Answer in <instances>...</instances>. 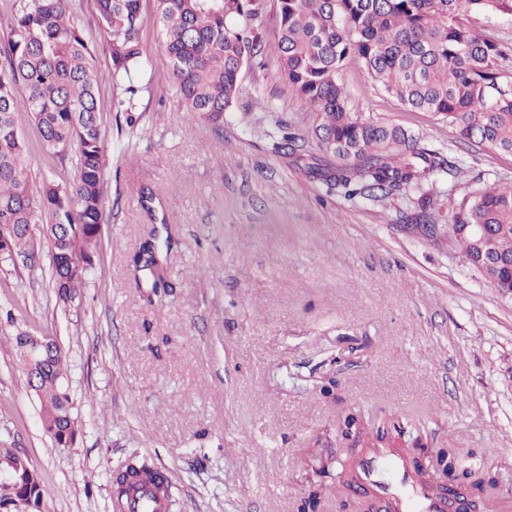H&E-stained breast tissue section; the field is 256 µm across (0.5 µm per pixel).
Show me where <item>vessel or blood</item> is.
Instances as JSON below:
<instances>
[{
    "mask_svg": "<svg viewBox=\"0 0 512 512\" xmlns=\"http://www.w3.org/2000/svg\"><path fill=\"white\" fill-rule=\"evenodd\" d=\"M363 454L353 462L357 485L367 487L384 512H448V499L425 484L402 449L366 436Z\"/></svg>",
    "mask_w": 512,
    "mask_h": 512,
    "instance_id": "1",
    "label": "vessel or blood"
}]
</instances>
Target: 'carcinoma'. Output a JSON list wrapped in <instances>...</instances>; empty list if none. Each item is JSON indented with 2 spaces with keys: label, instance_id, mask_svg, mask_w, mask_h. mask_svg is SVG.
Returning <instances> with one entry per match:
<instances>
[{
  "label": "carcinoma",
  "instance_id": "1",
  "mask_svg": "<svg viewBox=\"0 0 512 512\" xmlns=\"http://www.w3.org/2000/svg\"><path fill=\"white\" fill-rule=\"evenodd\" d=\"M74 0H14L9 30L0 37V260H39L36 232L51 252L56 302L71 304L85 281L101 236L103 149L97 117V71L93 55L72 21ZM152 16L143 0H93L102 46L113 78L133 88L144 66L141 31L159 29L176 92L186 111L219 128L240 93L244 69L253 64L267 0H154ZM274 54L278 75L315 112L308 137L282 136L296 150L311 139L334 159L311 167L346 200H379L421 187L427 176L446 174L455 164L421 144L405 128L349 111L338 81L350 55L367 75L404 107L438 115L472 142L512 153V82L496 68L498 45L467 22L471 12L512 15V0H273ZM30 112L46 149H77L71 184L43 182L33 189L25 167L26 145L16 113ZM449 235L468 263L506 298H512V185L474 192L452 212ZM155 288H166V269L151 245L142 248ZM54 354L45 367L26 370L38 399L46 433L66 447L76 434L73 402L65 386L67 351L48 336ZM343 437L361 434L358 417L339 422ZM475 452L438 448L430 468L478 498L498 490L497 469L471 468ZM120 494L136 497L163 491L156 466L129 463L111 474ZM43 489L22 473L3 485L0 512H39Z\"/></svg>",
  "mask_w": 512,
  "mask_h": 512
}]
</instances>
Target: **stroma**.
<instances>
[{
    "label": "stroma",
    "mask_w": 512,
    "mask_h": 512,
    "mask_svg": "<svg viewBox=\"0 0 512 512\" xmlns=\"http://www.w3.org/2000/svg\"><path fill=\"white\" fill-rule=\"evenodd\" d=\"M74 20L94 50L104 150L105 222L80 299L54 305L51 257L0 263V448L28 456L40 512H112L111 471L152 460L169 478L173 512H297L318 491L337 512L348 454L342 414L363 425L391 415L409 453L493 448L512 485V300H504L448 237V216L473 190L512 183V155L403 107L348 57L338 78L351 111L412 130L455 162L456 177L345 200L310 179L330 159L307 134L316 114L276 72L275 16L222 133L186 112L156 28L134 93L112 77L90 0ZM512 72V15H473ZM35 182L72 183L74 155L45 150L17 115ZM170 288L154 292L136 256L149 240ZM55 337L69 354L73 446H56L13 347L17 328ZM335 379L331 395L321 388ZM263 454H253L256 446Z\"/></svg>",
    "instance_id": "35a3bbf8"
}]
</instances>
